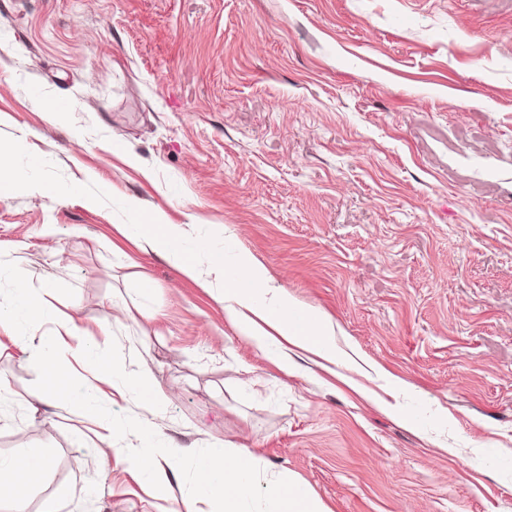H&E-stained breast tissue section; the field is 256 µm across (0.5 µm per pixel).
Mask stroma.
<instances>
[{
	"mask_svg": "<svg viewBox=\"0 0 512 512\" xmlns=\"http://www.w3.org/2000/svg\"><path fill=\"white\" fill-rule=\"evenodd\" d=\"M20 136L48 190L0 193V305L66 265L48 303L111 319L101 354L170 393L149 430L246 449L327 512H512V0H0ZM155 214L260 265L335 359L278 364L207 253L204 289L113 231ZM55 376L0 332V460L51 453L28 512H174L99 474Z\"/></svg>",
	"mask_w": 512,
	"mask_h": 512,
	"instance_id": "obj_1",
	"label": "stroma"
}]
</instances>
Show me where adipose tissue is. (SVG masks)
<instances>
[{
	"instance_id": "ef3b65f1",
	"label": "adipose tissue",
	"mask_w": 512,
	"mask_h": 512,
	"mask_svg": "<svg viewBox=\"0 0 512 512\" xmlns=\"http://www.w3.org/2000/svg\"><path fill=\"white\" fill-rule=\"evenodd\" d=\"M7 155L9 164L0 163V192L30 184V175L38 164L36 155L22 138L12 142ZM118 230L137 237L144 250L171 256L184 276L200 279L195 251L175 225L157 217L151 230H144L139 224H122ZM210 258L212 269L224 275L220 296L224 311L244 336L261 345L280 337L322 358H330L325 330L315 321L300 319L297 310L276 293L267 301L257 302L256 294L265 284L261 268L246 259L228 273L224 270L223 253L211 252ZM46 323L51 326L50 335L35 337L33 327ZM0 330L22 351L43 360H56L66 352L74 355L76 366L65 369L68 388L93 395L101 385L108 384L128 392L138 409L135 416L117 424L93 411L87 415L98 441L96 465L101 472L111 471L112 453L120 451L148 486L164 494L179 491L185 512H248V503L257 498L268 504V512H325L321 501L307 487L283 474L268 475L250 452L220 443L212 444L200 456V467L190 485L174 489L166 469L172 466L174 456L180 454V446L158 438L140 447L119 446L126 430L139 428L167 408L170 396L158 386L152 372L142 370L125 375L103 362L94 345L86 342L80 325L56 314L35 290L21 284L15 289L8 312L0 311ZM49 466L47 454L26 448L20 449L17 457L0 461V477H6L16 490L13 512H27L24 492L43 482Z\"/></svg>"
}]
</instances>
